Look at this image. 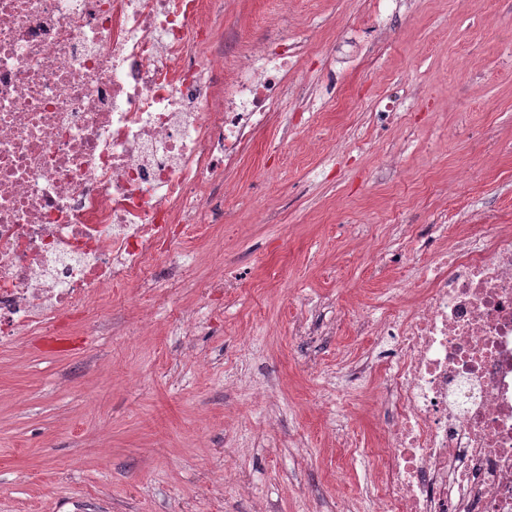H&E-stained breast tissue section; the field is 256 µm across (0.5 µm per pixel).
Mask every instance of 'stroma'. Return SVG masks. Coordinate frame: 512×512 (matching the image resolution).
<instances>
[{
  "label": "stroma",
  "instance_id": "35a3bbf8",
  "mask_svg": "<svg viewBox=\"0 0 512 512\" xmlns=\"http://www.w3.org/2000/svg\"><path fill=\"white\" fill-rule=\"evenodd\" d=\"M231 34L298 41L275 121L210 190L221 221L137 327L0 350V512H372L386 345L420 267L512 225V0H223ZM236 276L215 299L214 263ZM195 313L197 336L177 330Z\"/></svg>",
  "mask_w": 512,
  "mask_h": 512
}]
</instances>
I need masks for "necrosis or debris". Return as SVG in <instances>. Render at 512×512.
I'll use <instances>...</instances> for the list:
<instances>
[{
  "label": "necrosis or debris",
  "instance_id": "4bbe7bcc",
  "mask_svg": "<svg viewBox=\"0 0 512 512\" xmlns=\"http://www.w3.org/2000/svg\"><path fill=\"white\" fill-rule=\"evenodd\" d=\"M201 0H0V348L179 288L161 253L276 115L291 46L197 53ZM380 336L392 423L375 512H512V232L427 260Z\"/></svg>",
  "mask_w": 512,
  "mask_h": 512
}]
</instances>
